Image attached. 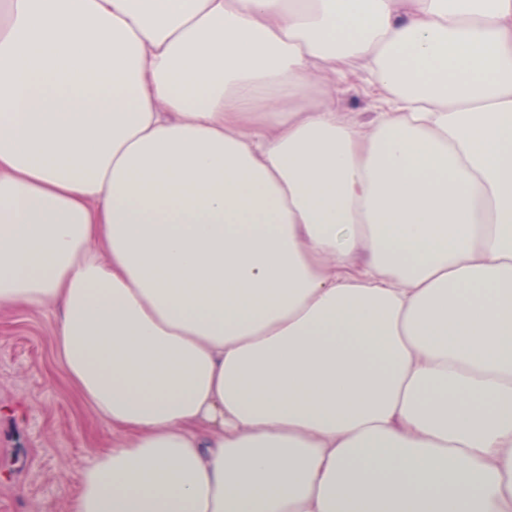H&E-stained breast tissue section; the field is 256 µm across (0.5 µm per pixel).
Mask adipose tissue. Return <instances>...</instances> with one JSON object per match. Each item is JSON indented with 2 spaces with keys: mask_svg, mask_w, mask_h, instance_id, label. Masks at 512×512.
Wrapping results in <instances>:
<instances>
[{
  "mask_svg": "<svg viewBox=\"0 0 512 512\" xmlns=\"http://www.w3.org/2000/svg\"><path fill=\"white\" fill-rule=\"evenodd\" d=\"M13 305L72 512H512V0H0ZM372 104L373 97L369 88L357 76L344 81L336 97V107L343 112H350L361 122L371 118Z\"/></svg>",
  "mask_w": 512,
  "mask_h": 512,
  "instance_id": "1",
  "label": "adipose tissue"
}]
</instances>
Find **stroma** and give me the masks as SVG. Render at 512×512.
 Masks as SVG:
<instances>
[{
  "instance_id": "stroma-1",
  "label": "stroma",
  "mask_w": 512,
  "mask_h": 512,
  "mask_svg": "<svg viewBox=\"0 0 512 512\" xmlns=\"http://www.w3.org/2000/svg\"><path fill=\"white\" fill-rule=\"evenodd\" d=\"M52 309H0V512H69L111 429L55 358Z\"/></svg>"
}]
</instances>
